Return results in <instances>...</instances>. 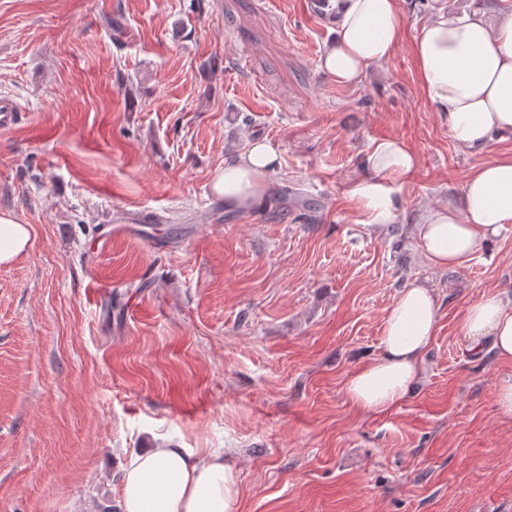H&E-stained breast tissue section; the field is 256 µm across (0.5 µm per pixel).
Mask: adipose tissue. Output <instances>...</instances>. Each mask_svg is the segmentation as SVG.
I'll use <instances>...</instances> for the list:
<instances>
[{
	"label": "adipose tissue",
	"instance_id": "1",
	"mask_svg": "<svg viewBox=\"0 0 512 512\" xmlns=\"http://www.w3.org/2000/svg\"><path fill=\"white\" fill-rule=\"evenodd\" d=\"M404 0H331L333 37L319 68L344 86L386 62L406 33ZM430 16L411 51L417 82L448 119L452 139L481 154L512 135V13L484 7L453 18L448 0H430ZM418 157L405 143L385 139L366 152L364 174L350 189L360 224L379 233L404 214L405 179ZM281 167L262 139L247 142L212 179L228 209L246 210L264 195ZM512 224V153L479 163L468 174L459 206L422 210L415 238L428 262L448 269L469 264L488 241ZM31 227L0 210V265L15 261L30 243ZM438 300L424 285L403 289L383 321L381 351L350 375L346 392L362 412L397 405L418 381L423 354L437 327ZM462 333L472 346L490 339L497 360L512 362V298L483 294L466 310ZM239 473L222 452L162 444L130 456L120 479L121 512H237Z\"/></svg>",
	"mask_w": 512,
	"mask_h": 512
}]
</instances>
